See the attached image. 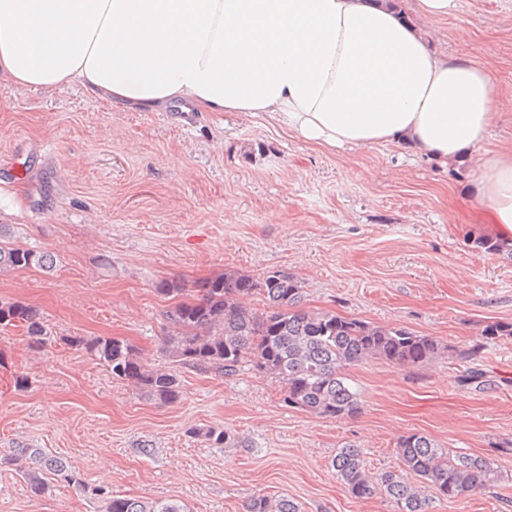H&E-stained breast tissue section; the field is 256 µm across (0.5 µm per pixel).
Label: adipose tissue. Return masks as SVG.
<instances>
[{"instance_id":"ef3b65f1","label":"adipose tissue","mask_w":512,"mask_h":512,"mask_svg":"<svg viewBox=\"0 0 512 512\" xmlns=\"http://www.w3.org/2000/svg\"><path fill=\"white\" fill-rule=\"evenodd\" d=\"M77 85L127 108L263 113L330 148L476 157L475 199L512 245V150L484 146L490 73L385 0H0V82Z\"/></svg>"}]
</instances>
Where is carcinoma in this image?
<instances>
[{
  "instance_id": "1",
  "label": "carcinoma",
  "mask_w": 512,
  "mask_h": 512,
  "mask_svg": "<svg viewBox=\"0 0 512 512\" xmlns=\"http://www.w3.org/2000/svg\"><path fill=\"white\" fill-rule=\"evenodd\" d=\"M53 259L15 244L9 227L0 224V272L5 269L46 270ZM157 292L175 299L169 310L171 333L164 351L171 362L221 375L248 364L258 373L279 380L283 401L320 417L358 413L357 392L346 382L345 370L369 359L417 367L436 358L441 346L430 336L406 328L379 326L356 317L303 308V288L283 271L258 278L224 275L188 286L162 281ZM258 297L264 310L255 311L248 299ZM22 326L28 346L44 348L49 340L39 310L20 301H0V326ZM484 340L512 336V323L493 322L481 330ZM69 344L104 365L112 378L143 396L166 405L180 396L176 374L145 364L131 344L112 337L71 336ZM399 472L374 474L361 449L347 446L332 460L336 477L357 500L383 495L396 512H429L428 490L450 503L461 502L481 488L497 483L501 473L485 457L455 453L430 437L412 433L397 443ZM30 492L44 493L50 479L84 487L69 464L40 448H24L16 457ZM106 512H186L176 502H144L112 496ZM246 512H300L292 499L252 497Z\"/></svg>"
}]
</instances>
